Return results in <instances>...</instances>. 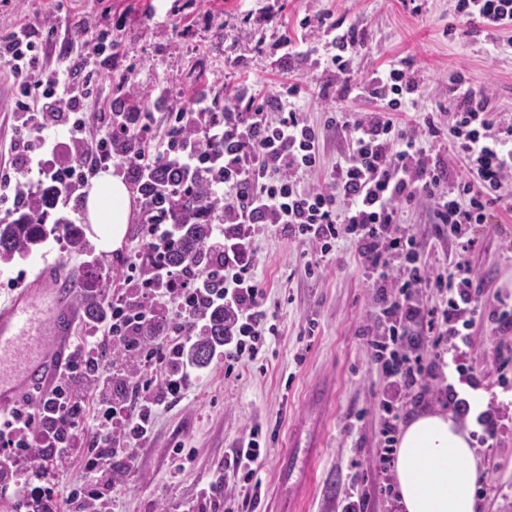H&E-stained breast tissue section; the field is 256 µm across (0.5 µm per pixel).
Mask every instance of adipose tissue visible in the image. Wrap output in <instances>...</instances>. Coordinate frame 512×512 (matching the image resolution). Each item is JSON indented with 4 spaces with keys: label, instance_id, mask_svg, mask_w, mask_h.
I'll list each match as a JSON object with an SVG mask.
<instances>
[{
    "label": "adipose tissue",
    "instance_id": "obj_1",
    "mask_svg": "<svg viewBox=\"0 0 512 512\" xmlns=\"http://www.w3.org/2000/svg\"><path fill=\"white\" fill-rule=\"evenodd\" d=\"M132 212L123 177L100 172L84 200L88 237L102 251L119 250ZM395 472L402 512H476L480 463L468 428L451 415L423 411L403 427Z\"/></svg>",
    "mask_w": 512,
    "mask_h": 512
}]
</instances>
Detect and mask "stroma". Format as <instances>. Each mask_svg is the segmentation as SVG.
<instances>
[{"mask_svg": "<svg viewBox=\"0 0 512 512\" xmlns=\"http://www.w3.org/2000/svg\"><path fill=\"white\" fill-rule=\"evenodd\" d=\"M57 17V39L83 41L85 28L112 35V62L100 67L93 94L119 103L127 89L144 96L167 88L178 101L205 96L223 102L227 87L245 78L265 89L317 75L326 53L320 33L308 34L306 56L287 61L280 47L298 21L331 12L362 33L365 47L351 67L364 77L389 64L422 83V108L448 106V84L463 75L471 86L491 85L490 107L512 120V45H492L471 33L452 0H0V39L17 22L46 13ZM425 207L409 212L414 231L423 235L432 263L446 265L455 255L452 242L437 239ZM143 228L132 218L121 250L71 252L61 236L49 235L26 259L0 265V302L13 296L8 279L33 280L43 262L58 261L74 281L96 265L111 266L108 287L122 280V260L141 248ZM479 247L470 262L482 282L477 304L486 309L512 307V214L495 215L475 228ZM257 273L276 315L277 336L268 337L263 366L246 364L234 377L207 366L186 397L161 408L152 438L138 452L114 495L121 512H177L195 500L228 448L259 426L267 433L262 462L255 473L261 496L248 512H336L357 481L371 490L369 512H389L377 494L382 477L373 464L383 446L375 395L382 374L373 362L363 331L376 315L374 290L350 244H339L319 276L304 269V247L270 232L256 240ZM501 340L485 321L470 336V361L478 389L468 400L487 403L501 418L497 437L474 448L487 466V492L478 512H512V365L500 368ZM321 441L308 461L309 433ZM193 449L181 472L172 468L174 444ZM292 452L297 466L283 470L281 457Z\"/></svg>", "mask_w": 512, "mask_h": 512, "instance_id": "obj_1", "label": "stroma"}]
</instances>
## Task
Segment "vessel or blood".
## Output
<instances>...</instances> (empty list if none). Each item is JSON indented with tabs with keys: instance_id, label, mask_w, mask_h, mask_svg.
Wrapping results in <instances>:
<instances>
[{
	"instance_id": "obj_1",
	"label": "vessel or blood",
	"mask_w": 512,
	"mask_h": 512,
	"mask_svg": "<svg viewBox=\"0 0 512 512\" xmlns=\"http://www.w3.org/2000/svg\"><path fill=\"white\" fill-rule=\"evenodd\" d=\"M72 294L61 269L49 265L0 304V415L49 390L64 367L78 318Z\"/></svg>"
}]
</instances>
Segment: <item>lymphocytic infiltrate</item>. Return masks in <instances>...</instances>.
Instances as JSON below:
<instances>
[{"instance_id":"obj_1","label":"lymphocytic infiltrate","mask_w":512,"mask_h":512,"mask_svg":"<svg viewBox=\"0 0 512 512\" xmlns=\"http://www.w3.org/2000/svg\"><path fill=\"white\" fill-rule=\"evenodd\" d=\"M455 10L479 32L512 26V0H456ZM300 27L329 37L320 84L350 88L347 54L363 45L358 31L329 13L303 18ZM42 28L53 34L57 23L50 16L24 22L0 40V69L13 85L4 106L13 118L11 158L0 162V196L24 195L17 178L24 168L49 178L66 207L78 206L89 177L110 164L160 197L197 183L206 203L201 218L212 226L207 249L220 263L185 271L156 259L175 226L143 202L145 246L125 258L122 287L99 289L100 308L88 316L52 389L0 417V500L17 512H113L112 491L151 438L159 406L179 403L197 376L189 345L201 321L223 311L224 341L212 357L228 375L255 361L267 337L277 335L256 272L255 239L268 231L309 245L304 268L311 276L338 243L356 248L377 306L366 344L386 380L376 403L384 439L378 491L392 496L386 475L408 403L430 392L443 408L465 416L472 406L460 390L478 386L469 336L480 315L481 284L467 256L477 244L475 225L512 212L504 187L512 179V123L493 115L489 92L455 76L448 125L435 112L411 126L400 121V112L418 104L425 90L395 67L360 86L367 109L334 108L319 125L308 121L296 83L263 95L239 83L232 104L221 110L204 97L189 108L172 104L163 92L153 99L132 94L127 108L117 110L92 100L88 90L98 59L112 53L107 36L92 37L89 52L77 58L71 42L54 49L40 39ZM161 103L169 110L166 135L158 139L153 119ZM330 130L342 134L347 153L329 167ZM60 133L74 153L52 165ZM443 140L448 155L441 158L433 147ZM422 196L432 224L459 250L452 265L430 263L406 225L409 207ZM430 290L439 303L421 300ZM87 394L94 410L86 408ZM260 458L254 431L225 452L197 512H218L232 483L250 503ZM75 464L80 482L62 486Z\"/></svg>"}]
</instances>
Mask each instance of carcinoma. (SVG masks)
<instances>
[{
    "label": "carcinoma",
    "mask_w": 512,
    "mask_h": 512,
    "mask_svg": "<svg viewBox=\"0 0 512 512\" xmlns=\"http://www.w3.org/2000/svg\"><path fill=\"white\" fill-rule=\"evenodd\" d=\"M55 189L48 185L14 211L15 217L0 220V263L9 264L23 259L40 246L50 231L56 229L65 233L70 249L76 253L86 251L88 243L77 224L65 223L59 219L53 226L46 227L49 211L53 209ZM202 198L188 189L178 197L155 201V208L162 217H171L179 228L175 241L162 248L163 258L171 265H187L201 260L203 247L208 242L211 225L198 218ZM39 211L40 222L32 221L29 210ZM224 341V312L214 314L208 320L202 337L194 344L190 357L199 366L210 361L214 345Z\"/></svg>",
    "instance_id": "carcinoma-1"
}]
</instances>
